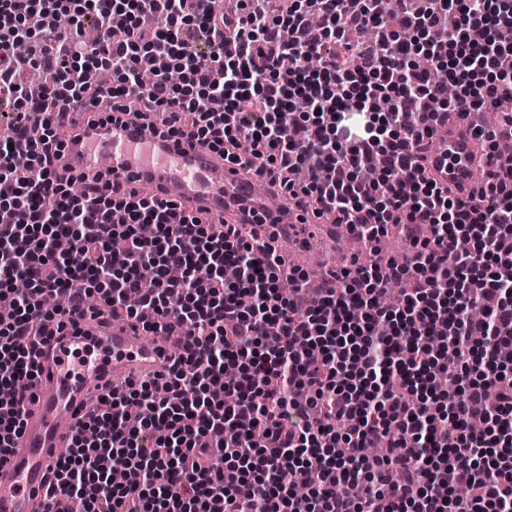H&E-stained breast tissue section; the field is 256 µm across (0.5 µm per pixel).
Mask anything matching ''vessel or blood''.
<instances>
[{
  "label": "vessel or blood",
  "mask_w": 512,
  "mask_h": 512,
  "mask_svg": "<svg viewBox=\"0 0 512 512\" xmlns=\"http://www.w3.org/2000/svg\"><path fill=\"white\" fill-rule=\"evenodd\" d=\"M432 126L439 134L421 149L430 176L461 200L477 198L472 156L478 134L444 112ZM82 173L99 174V193H111L118 185L187 203L213 224L303 225L322 240L338 239L346 230L288 196L279 210H269L266 200L278 189L274 176L256 177L187 138L163 139L147 128L107 125L89 130L69 147L63 168L56 171L61 178ZM34 345L43 371L26 407L23 432L0 465V512H45L44 490L67 444L68 429L95 407L96 385L155 378L166 359L163 342L147 338L141 326L80 311L66 326L50 325Z\"/></svg>",
  "instance_id": "b4317fda"
}]
</instances>
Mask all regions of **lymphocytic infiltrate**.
Listing matches in <instances>:
<instances>
[{"label":"lymphocytic infiltrate","instance_id":"lymphocytic-infiltrate-1","mask_svg":"<svg viewBox=\"0 0 512 512\" xmlns=\"http://www.w3.org/2000/svg\"><path fill=\"white\" fill-rule=\"evenodd\" d=\"M238 2L228 18L199 0H0V464L41 373L30 339L82 307L192 342L164 380L103 389L46 512H512V174L488 132L465 203L413 151L443 93L419 57L446 70L458 111L512 99V0ZM365 27L370 49L347 38ZM159 57L180 82H143ZM88 59L107 88L86 84ZM35 68L52 74L36 90ZM65 108L170 114L168 136L280 171L369 258L314 282L277 224L218 233L168 200L72 194L51 169ZM453 481L471 497L442 494Z\"/></svg>","mask_w":512,"mask_h":512}]
</instances>
